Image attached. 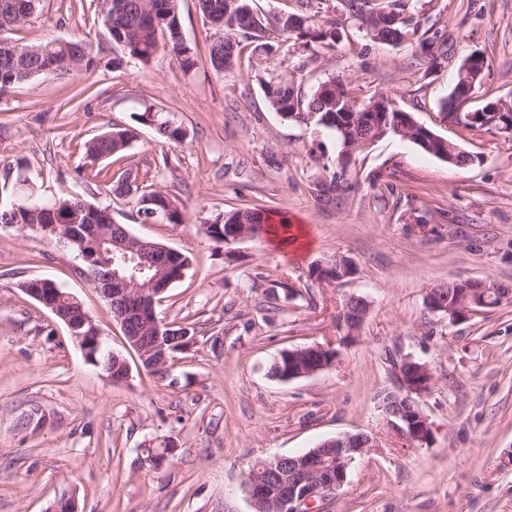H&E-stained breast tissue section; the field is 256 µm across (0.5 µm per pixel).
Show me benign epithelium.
I'll use <instances>...</instances> for the list:
<instances>
[{"mask_svg": "<svg viewBox=\"0 0 512 512\" xmlns=\"http://www.w3.org/2000/svg\"><path fill=\"white\" fill-rule=\"evenodd\" d=\"M483 59V54L478 51L467 55L459 68L461 81L448 96V110L469 124L485 123L499 116L502 105L500 101L490 102L477 112H458L461 105L474 98L476 83L484 71ZM392 106L393 100L387 95L373 98L366 106L356 101L351 108V121L376 124L377 113L388 112ZM33 228L51 234L61 242L80 244L78 256L87 270L105 268V272L91 279V284L113 311L127 343L139 353L145 367L156 370L166 366L175 352L173 348L166 349L167 343L173 341L181 349L190 343L188 336L162 335V330L169 325L159 321L155 314L157 296L184 278L185 267L181 266L182 255L178 251L157 244L152 246V252L146 253L138 248L140 238L131 235L120 224H35ZM249 236L248 225L229 224L224 229V244ZM130 258L138 262L137 270L150 267L158 269V273L145 281L127 274L122 262ZM316 273L320 274L318 282L332 283L348 277L352 267L347 258L338 256L317 265ZM26 292L68 327L89 361L100 365L97 354L103 346L101 332L81 302L72 297L69 308H60L56 301L59 289L48 280L35 283V287ZM492 292L499 301L512 295L507 288L471 280L469 287L458 289L455 302H447L431 289L427 304L432 310L455 318L487 307L488 295ZM367 309L368 303L359 297L346 307L341 325L348 333L360 327ZM279 357L288 362L282 380L292 381L332 366L338 351L318 344L283 350ZM397 378V393L382 401L385 416L411 441L426 444L431 437V427L416 398L428 393L432 374L426 365L406 357L397 365ZM373 447V440L363 433L346 434L325 440L297 458L283 455L276 457L271 465L261 464L271 477L279 479L277 512H304L306 508L314 509L319 502L323 504L333 499L345 484L352 463ZM245 488L256 512H263L267 506L265 488L250 475L245 479Z\"/></svg>", "mask_w": 512, "mask_h": 512, "instance_id": "1", "label": "benign epithelium"}]
</instances>
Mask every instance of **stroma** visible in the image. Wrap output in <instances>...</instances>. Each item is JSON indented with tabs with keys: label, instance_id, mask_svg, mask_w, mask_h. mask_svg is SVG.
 Segmentation results:
<instances>
[{
	"label": "stroma",
	"instance_id": "stroma-1",
	"mask_svg": "<svg viewBox=\"0 0 512 512\" xmlns=\"http://www.w3.org/2000/svg\"><path fill=\"white\" fill-rule=\"evenodd\" d=\"M97 2L40 0L37 19L13 32L24 44L85 40L99 65L45 73L0 97V186L23 170L42 196L81 190L132 234L188 255L185 278L155 312L195 333L165 371L145 369L75 252L0 224V512H48L65 495L79 512H254L244 487L251 467L359 432L376 446L323 512H512V299L454 319L426 304L429 289L448 282L512 287V134L471 132L441 113L458 63L474 50L490 67L472 107L512 100V0H407L420 28L397 46L366 37L337 0H314L340 33L334 50L311 59L269 32L241 39L225 74L209 65L213 31L196 0H179L199 57L189 71L164 50L112 68L118 49ZM437 30L448 55L433 67L418 44ZM297 69L308 92L335 75L358 99L387 93L482 160L453 166L394 137L355 155L347 188L319 191L337 156L334 136L282 118L262 90ZM148 107L185 128L186 141L166 144L135 125ZM111 124L136 126L138 137L108 159L109 177L153 182L177 199L183 223L132 222L136 199L89 177L82 145ZM244 208L303 226L308 249L280 248L263 233L216 247L204 220ZM336 255L351 261L350 278H310ZM30 278L53 280L84 304L129 364L128 382L109 381L65 324L21 291ZM290 284L300 295H288ZM350 295L369 303L351 334L339 325ZM313 344L335 348L337 362L289 382L269 375L279 352ZM408 356L435 378L420 400L432 426L423 446L378 407ZM165 443L173 458L154 467L144 448Z\"/></svg>",
	"mask_w": 512,
	"mask_h": 512
}]
</instances>
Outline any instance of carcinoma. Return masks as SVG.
<instances>
[{"label": "carcinoma", "instance_id": "obj_1", "mask_svg": "<svg viewBox=\"0 0 512 512\" xmlns=\"http://www.w3.org/2000/svg\"><path fill=\"white\" fill-rule=\"evenodd\" d=\"M37 0H0V31L11 33L34 19ZM199 8L214 30V39L209 47V61L214 71L226 73L233 70L241 35L265 33L269 30L301 42L302 47L316 57L324 48L336 45V31L319 21L316 14L308 12L282 15L262 13L254 9L252 0H198ZM343 12L355 19L359 25L370 20L375 12L386 17L378 18L381 28L379 40L403 42L416 33L418 21L407 11L404 0H387L386 4H374L372 0H339ZM103 24L108 29L112 42L120 54L112 58V67L120 68L128 60L146 62L163 46L177 60L181 68L191 70L197 65L198 54L195 46L180 37L181 22L178 0H106L100 8ZM78 70L90 72L98 66L92 48L81 40L51 41L43 44L15 43V47L0 45V94L13 87L30 81L49 68L62 73L68 72L73 63ZM327 82L337 86L339 96L323 99L318 90L306 94L294 73L278 75L263 84L268 106L281 114L316 113L314 123H324L331 131L337 144L354 137L350 129L340 132L336 119L344 118L343 109L349 105L346 92L350 83L345 78L330 77ZM151 108L136 114L135 122L152 126L159 139L168 144H180L187 138V131L174 122L160 116L150 120ZM137 138L136 129L111 127L82 146L86 158L95 163L125 152ZM95 204L85 199L63 197L45 201L33 194L22 195L18 209H1L0 224H67L72 216ZM150 221L167 224L184 223L179 208H168L165 193H159L156 204L137 209V222Z\"/></svg>", "mask_w": 512, "mask_h": 512}]
</instances>
